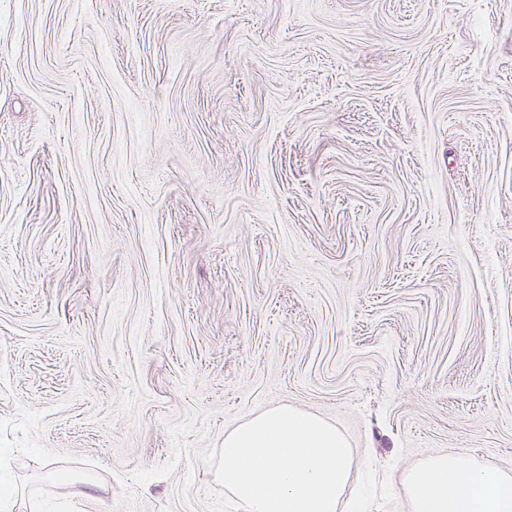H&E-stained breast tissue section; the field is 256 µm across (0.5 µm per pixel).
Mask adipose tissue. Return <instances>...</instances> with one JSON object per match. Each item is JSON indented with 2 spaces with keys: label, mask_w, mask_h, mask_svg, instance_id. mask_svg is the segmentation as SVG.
<instances>
[{
  "label": "adipose tissue",
  "mask_w": 512,
  "mask_h": 512,
  "mask_svg": "<svg viewBox=\"0 0 512 512\" xmlns=\"http://www.w3.org/2000/svg\"><path fill=\"white\" fill-rule=\"evenodd\" d=\"M403 489L410 512H512V476L464 455L427 459Z\"/></svg>",
  "instance_id": "1"
}]
</instances>
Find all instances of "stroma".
Segmentation results:
<instances>
[{
	"label": "stroma",
	"mask_w": 512,
	"mask_h": 512,
	"mask_svg": "<svg viewBox=\"0 0 512 512\" xmlns=\"http://www.w3.org/2000/svg\"><path fill=\"white\" fill-rule=\"evenodd\" d=\"M283 405L512 473V0H0V512Z\"/></svg>",
	"instance_id": "1"
}]
</instances>
